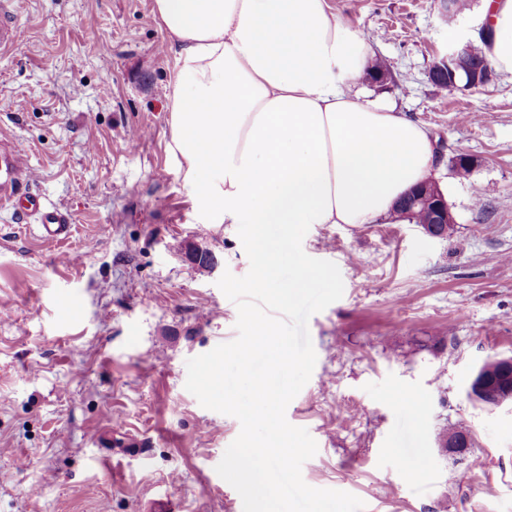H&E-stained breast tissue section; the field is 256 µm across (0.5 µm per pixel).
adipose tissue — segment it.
Segmentation results:
<instances>
[{
    "mask_svg": "<svg viewBox=\"0 0 512 512\" xmlns=\"http://www.w3.org/2000/svg\"><path fill=\"white\" fill-rule=\"evenodd\" d=\"M487 58L512 73V0H485ZM176 55L167 149L219 224L258 228L264 285L302 224H402L430 178L428 129L355 91L373 48L329 0H154Z\"/></svg>",
    "mask_w": 512,
    "mask_h": 512,
    "instance_id": "ef3b65f1",
    "label": "adipose tissue"
}]
</instances>
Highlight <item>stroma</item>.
I'll return each mask as SVG.
<instances>
[{"label":"stroma","mask_w":512,"mask_h":512,"mask_svg":"<svg viewBox=\"0 0 512 512\" xmlns=\"http://www.w3.org/2000/svg\"><path fill=\"white\" fill-rule=\"evenodd\" d=\"M330 4L390 70L364 90L441 143L434 177L456 223L445 239L310 226L305 253L337 265L344 293L308 322L317 360L286 410L318 446L302 477L364 512H512V407L465 392L482 361L512 356V74L451 94L430 80L448 47L478 40L484 0L452 21L436 0ZM9 9L0 134L27 152L26 191L73 232L44 243L35 216L0 203V512H243L216 472L241 425L185 382L187 359L236 338L217 282L250 263L168 153L175 54L153 0ZM461 152L476 162L466 179ZM460 421L471 447L443 452Z\"/></svg>","instance_id":"35a3bbf8"}]
</instances>
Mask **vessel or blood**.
I'll return each mask as SVG.
<instances>
[{"label": "vessel or blood", "mask_w": 512, "mask_h": 512, "mask_svg": "<svg viewBox=\"0 0 512 512\" xmlns=\"http://www.w3.org/2000/svg\"><path fill=\"white\" fill-rule=\"evenodd\" d=\"M25 154L13 141L0 142V198H19L28 210L38 213L43 237L65 239L70 233V221L60 208L46 205L42 199L24 191L25 182L32 180Z\"/></svg>", "instance_id": "b4317fda"}]
</instances>
